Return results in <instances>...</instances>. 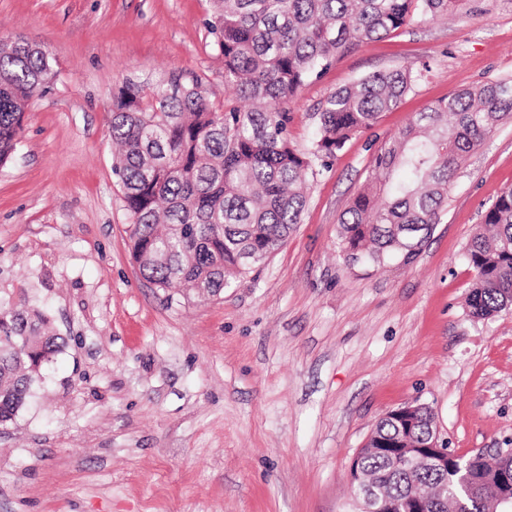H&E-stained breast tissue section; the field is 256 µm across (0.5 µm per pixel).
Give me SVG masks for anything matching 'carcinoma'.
<instances>
[{
	"label": "carcinoma",
	"instance_id": "cac0c4a2",
	"mask_svg": "<svg viewBox=\"0 0 512 512\" xmlns=\"http://www.w3.org/2000/svg\"><path fill=\"white\" fill-rule=\"evenodd\" d=\"M210 34L224 57L232 101L214 102L196 74L151 84L128 79L109 117L112 172L129 213L131 255L143 279L186 298L218 296L276 252L301 223L310 183L337 152L414 90V67L365 76L317 108L308 149L296 148L286 104L336 57L418 18L453 15L460 0H210ZM55 60L22 40H0V163L16 150L33 94L55 77ZM512 118V79H493L439 100L374 156L338 224L352 264L408 259L440 223L466 157ZM466 259L475 272L469 315L512 309V187L486 210ZM62 347L26 300L0 303V427L14 423ZM383 416L359 462L388 497L421 494L428 512H490L512 487V449L448 458V470L407 471L387 448H421L434 414Z\"/></svg>",
	"mask_w": 512,
	"mask_h": 512
}]
</instances>
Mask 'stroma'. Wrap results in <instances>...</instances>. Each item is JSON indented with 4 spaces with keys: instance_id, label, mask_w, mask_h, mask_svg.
I'll use <instances>...</instances> for the list:
<instances>
[{
    "instance_id": "obj_1",
    "label": "stroma",
    "mask_w": 512,
    "mask_h": 512,
    "mask_svg": "<svg viewBox=\"0 0 512 512\" xmlns=\"http://www.w3.org/2000/svg\"><path fill=\"white\" fill-rule=\"evenodd\" d=\"M209 0H0V39L56 61L0 166V301L26 298L63 348L0 432V512H350L349 465L376 422L432 407L440 443L512 448V310L477 321L467 247L512 186V121L469 154L408 260L346 262L338 221L374 154L453 91L512 78V0H464L361 43L288 105L361 77L423 76L312 182L283 245L216 297L166 301L128 243L109 113L126 79L173 70L223 101Z\"/></svg>"
}]
</instances>
